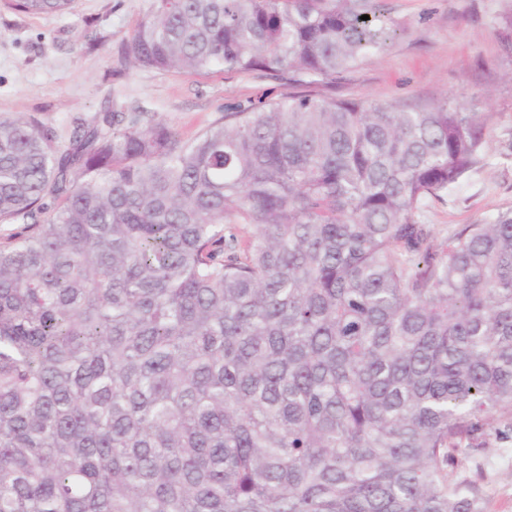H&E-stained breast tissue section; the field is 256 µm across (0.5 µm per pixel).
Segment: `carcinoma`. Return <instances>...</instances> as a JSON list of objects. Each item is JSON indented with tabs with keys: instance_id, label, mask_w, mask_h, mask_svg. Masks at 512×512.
<instances>
[{
	"instance_id": "carcinoma-1",
	"label": "carcinoma",
	"mask_w": 512,
	"mask_h": 512,
	"mask_svg": "<svg viewBox=\"0 0 512 512\" xmlns=\"http://www.w3.org/2000/svg\"><path fill=\"white\" fill-rule=\"evenodd\" d=\"M373 2L154 0L118 61L324 82L386 47ZM492 120L0 116V512H484L450 468L512 413V210L440 244L421 216Z\"/></svg>"
}]
</instances>
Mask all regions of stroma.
Segmentation results:
<instances>
[{"label":"stroma","mask_w":512,"mask_h":512,"mask_svg":"<svg viewBox=\"0 0 512 512\" xmlns=\"http://www.w3.org/2000/svg\"><path fill=\"white\" fill-rule=\"evenodd\" d=\"M153 0H76L72 12L33 16L0 4V115L42 114L62 139L74 120L145 112L191 139L226 112L273 102L284 81L261 73L158 71L120 65L119 49ZM391 39L378 56L332 83L336 99H377L401 110L442 101L491 112L483 166L432 204L422 220L435 242L512 209V0H381ZM482 449L460 455L454 478L474 482L486 512H512V416H497Z\"/></svg>","instance_id":"stroma-1"}]
</instances>
